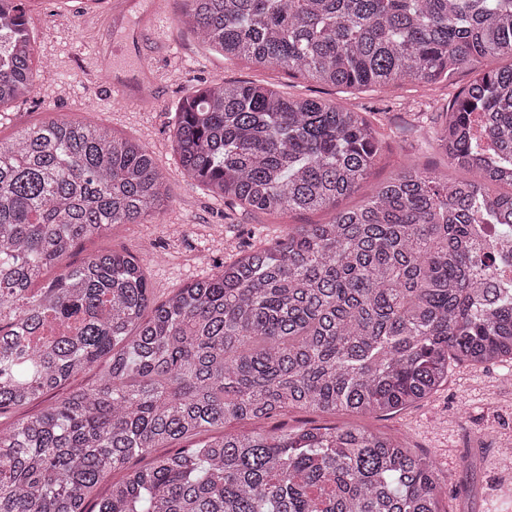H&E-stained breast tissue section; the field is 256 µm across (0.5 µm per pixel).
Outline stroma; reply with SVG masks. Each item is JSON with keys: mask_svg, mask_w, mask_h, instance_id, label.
<instances>
[{"mask_svg": "<svg viewBox=\"0 0 512 512\" xmlns=\"http://www.w3.org/2000/svg\"><path fill=\"white\" fill-rule=\"evenodd\" d=\"M27 0L26 17L39 55L51 64L33 93L0 106V134L50 118H78L139 140L168 175L171 201L153 224H121L102 239L79 243L62 266H76L101 248L136 255L156 300L214 274L245 256L250 247L282 236L295 224L328 221V210L267 215L226 212L203 185L180 169L173 147L179 100L200 82L269 84L284 95L335 103L368 119L384 137L380 159L361 189L341 207L361 204L374 186L410 162L444 166L442 154L424 142V130L446 111L472 80L460 71L451 84H405L388 91L338 88L286 71L227 60L205 50L179 22L182 0ZM121 48L112 74L146 79L137 100L118 99L100 82L99 55ZM365 425L403 437L433 463L442 487L444 512H512V470L499 451L512 448V362L452 367L429 398L391 414H375Z\"/></svg>", "mask_w": 512, "mask_h": 512, "instance_id": "stroma-1", "label": "stroma"}]
</instances>
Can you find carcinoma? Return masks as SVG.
Wrapping results in <instances>:
<instances>
[{
    "label": "carcinoma",
    "instance_id": "1",
    "mask_svg": "<svg viewBox=\"0 0 512 512\" xmlns=\"http://www.w3.org/2000/svg\"><path fill=\"white\" fill-rule=\"evenodd\" d=\"M228 60L380 91L476 72L432 142L451 178L406 165L351 208L382 151L361 112L270 85L180 100L183 172L224 206L333 208L163 301L131 254L101 249L31 286L81 241L160 216L151 151L61 118L0 136V415L103 361L93 384L0 426V512H444L433 463L358 424L255 427L291 408L367 416L436 392L457 362H512V280L477 224L512 228V0H184ZM24 0H0V105L39 75ZM509 187L508 193L492 187ZM74 334L31 338L47 319ZM247 428L227 434L226 424ZM183 444L146 467L131 461Z\"/></svg>",
    "mask_w": 512,
    "mask_h": 512
}]
</instances>
